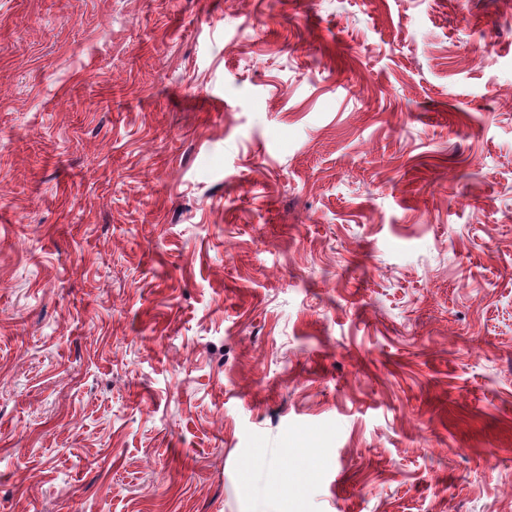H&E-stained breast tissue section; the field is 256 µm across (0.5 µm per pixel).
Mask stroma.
<instances>
[{
    "instance_id": "obj_1",
    "label": "stroma",
    "mask_w": 512,
    "mask_h": 512,
    "mask_svg": "<svg viewBox=\"0 0 512 512\" xmlns=\"http://www.w3.org/2000/svg\"><path fill=\"white\" fill-rule=\"evenodd\" d=\"M0 512H512V0H0Z\"/></svg>"
}]
</instances>
